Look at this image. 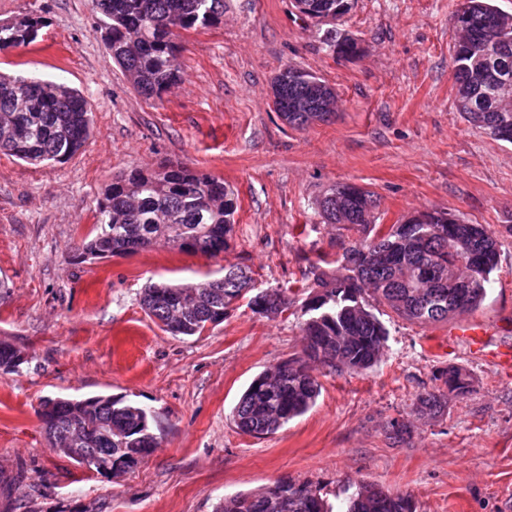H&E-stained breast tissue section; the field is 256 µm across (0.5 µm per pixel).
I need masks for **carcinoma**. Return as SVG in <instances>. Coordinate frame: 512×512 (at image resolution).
<instances>
[{
	"mask_svg": "<svg viewBox=\"0 0 512 512\" xmlns=\"http://www.w3.org/2000/svg\"><path fill=\"white\" fill-rule=\"evenodd\" d=\"M308 18L331 25L323 44L333 56L357 53L353 38L334 28L355 0H303ZM105 17L100 36L146 99L161 97L181 79L176 33L217 26L224 0H94ZM455 43V106L467 123L512 143V90L497 93L487 71L492 55L512 70V15L488 0H462L452 18ZM44 20L24 16L0 27V49L33 42ZM275 110L292 127L325 122L334 115L336 92L313 74L286 66L275 78ZM93 129L83 95L65 84L0 72V153L30 165L62 163L75 155ZM322 222L344 224L363 237L344 248L330 272L312 268V291L303 300V354L258 374L231 411L241 432L256 438L273 434L304 414L320 384L311 365L328 374L372 368L386 346L388 330L376 311L386 307L419 324L446 322L477 309L499 263V239L486 224H466L446 212L429 211L376 224L371 192L343 183L318 203ZM235 193L224 179L168 164L133 169L113 177L98 203L97 234L76 248L82 262L122 257L156 245L216 257L233 238ZM248 299L252 312L276 318L295 304L280 289L255 290L250 271L224 269V276L186 286L150 285L140 297L146 314L172 336H200L224 322L233 305ZM28 356L0 340V373H20ZM439 382L417 395L414 409L441 416L448 396L472 391L471 375L454 365L434 374ZM38 416L50 447L79 466L116 477L136 469L160 444L153 412L123 396L81 400L46 399ZM391 438L410 437L407 423H386ZM215 512H333L306 482L281 479L262 491L237 493ZM339 512H417L411 496L358 483Z\"/></svg>",
	"mask_w": 512,
	"mask_h": 512,
	"instance_id": "carcinoma-1",
	"label": "carcinoma"
}]
</instances>
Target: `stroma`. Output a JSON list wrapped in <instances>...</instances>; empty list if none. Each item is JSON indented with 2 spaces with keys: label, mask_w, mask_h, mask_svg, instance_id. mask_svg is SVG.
<instances>
[{
  "label": "stroma",
  "mask_w": 512,
  "mask_h": 512,
  "mask_svg": "<svg viewBox=\"0 0 512 512\" xmlns=\"http://www.w3.org/2000/svg\"><path fill=\"white\" fill-rule=\"evenodd\" d=\"M460 0H357L338 31L358 54L338 58L323 26L292 0H226L224 22L177 37L182 79L145 99L100 39L92 0H0V21L45 25L26 46L0 50V70L82 92L94 128L62 163L0 154V340L29 356L0 374V507L12 512H213L224 497L289 477L340 506L355 482L409 494L418 512H512V144L464 122L455 107L451 17ZM337 95L336 117L296 129L273 105L286 66ZM184 164L223 178L237 197L233 239L216 257L157 246L94 263L74 259L91 237L113 177ZM373 192L377 223L444 211L491 225L500 257L475 311L445 323L382 317L389 336L361 374L320 375L304 415L255 438L230 420L260 372L301 355L297 316L256 315L246 301L202 335L164 332L140 305L149 283L191 284L229 266L256 288L301 293L310 270H332L356 230L322 223L331 186ZM487 327L483 347L460 336ZM469 371L473 388L438 418L415 412L437 369ZM124 396L155 410L161 443L135 471L111 479L53 451L44 399ZM406 418L408 441L384 423Z\"/></svg>",
  "instance_id": "stroma-1"
}]
</instances>
